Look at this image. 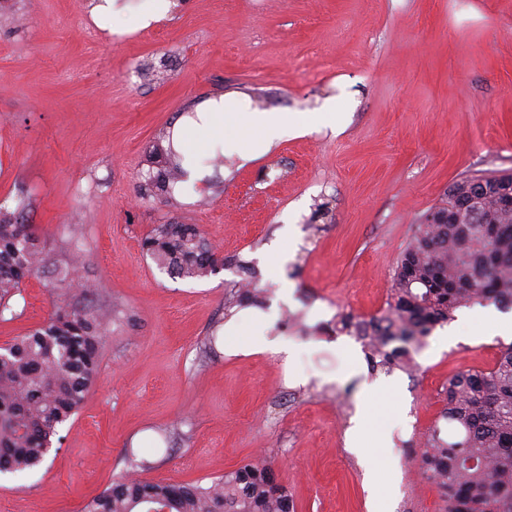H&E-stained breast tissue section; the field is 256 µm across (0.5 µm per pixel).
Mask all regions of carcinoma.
Listing matches in <instances>:
<instances>
[{
  "mask_svg": "<svg viewBox=\"0 0 512 512\" xmlns=\"http://www.w3.org/2000/svg\"><path fill=\"white\" fill-rule=\"evenodd\" d=\"M167 168L156 188L184 177L181 156L164 151ZM26 203L0 210V308L44 261ZM156 265L182 279L224 268V258L193 224H160L142 242ZM246 289L225 298L224 309L259 305L254 266L237 260ZM65 288L90 291L73 265L60 272ZM512 310V174L475 176L449 186L401 251L390 296L380 315L340 317L361 342L371 370H418L414 354L439 326L471 305ZM104 315L58 306L37 328L0 349V473L42 463L52 438L81 408L99 367ZM440 418L417 458L443 512H512V344L489 371L448 378ZM84 512H296L288 487L264 460L250 461L207 484L162 483L131 475L112 481Z\"/></svg>",
  "mask_w": 512,
  "mask_h": 512,
  "instance_id": "carcinoma-1",
  "label": "carcinoma"
}]
</instances>
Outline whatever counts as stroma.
Segmentation results:
<instances>
[{
    "mask_svg": "<svg viewBox=\"0 0 512 512\" xmlns=\"http://www.w3.org/2000/svg\"><path fill=\"white\" fill-rule=\"evenodd\" d=\"M89 3L0 0V206L25 199L44 257L0 344L59 305L110 315L83 405L41 465L0 475V512H82L134 458L142 479L208 483L259 455L296 512H443L414 457L449 377L491 369L507 339L464 308L416 374L386 373L336 320L385 307L452 183L512 173V0H172L166 22L126 16L104 39ZM216 95L345 123L225 153L186 193L147 190L174 123ZM173 221L197 225L223 270H160L141 241ZM76 257L90 293L58 281ZM236 257L264 304L228 318ZM266 336L291 355L261 351Z\"/></svg>",
    "mask_w": 512,
    "mask_h": 512,
    "instance_id": "35a3bbf8",
    "label": "stroma"
}]
</instances>
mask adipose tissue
Segmentation results:
<instances>
[{
  "label": "adipose tissue",
  "instance_id": "obj_1",
  "mask_svg": "<svg viewBox=\"0 0 512 512\" xmlns=\"http://www.w3.org/2000/svg\"><path fill=\"white\" fill-rule=\"evenodd\" d=\"M192 123L196 137L174 132L173 145L182 153L181 166L187 174L188 183L202 180L204 168L200 154L208 147L224 144L244 145L250 132L261 134L263 148H270L287 132H300L304 123L295 121L285 112L242 109L240 104L223 96L208 99L195 112Z\"/></svg>",
  "mask_w": 512,
  "mask_h": 512
}]
</instances>
